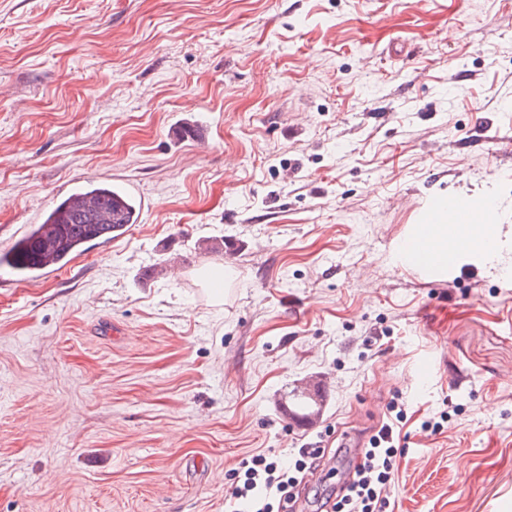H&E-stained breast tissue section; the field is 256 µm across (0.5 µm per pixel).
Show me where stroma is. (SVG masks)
Masks as SVG:
<instances>
[{
  "label": "stroma",
  "instance_id": "obj_1",
  "mask_svg": "<svg viewBox=\"0 0 512 512\" xmlns=\"http://www.w3.org/2000/svg\"><path fill=\"white\" fill-rule=\"evenodd\" d=\"M89 181L144 208L0 286V512H227L397 395L395 512H512V287L390 251L465 195L512 268V0H0V247ZM424 241L425 236L419 234L403 250L397 244L393 247L396 262L401 267L409 269L413 274L422 277H426L429 270L440 267L438 262L428 257ZM317 444L321 442L298 448L292 467L264 453L243 458L237 468L230 470L231 483L225 497L244 506L247 512H295L300 483L296 474L315 471L325 456L326 448L312 447Z\"/></svg>",
  "mask_w": 512,
  "mask_h": 512
}]
</instances>
